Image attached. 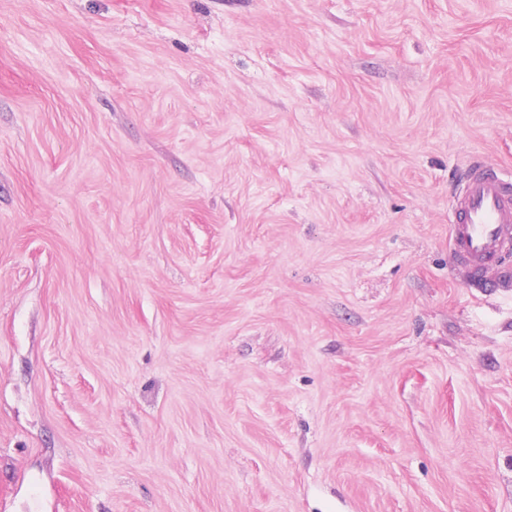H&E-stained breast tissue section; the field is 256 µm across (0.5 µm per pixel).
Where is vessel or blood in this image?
<instances>
[{"label": "vessel or blood", "instance_id": "1", "mask_svg": "<svg viewBox=\"0 0 512 512\" xmlns=\"http://www.w3.org/2000/svg\"><path fill=\"white\" fill-rule=\"evenodd\" d=\"M512 245V179L474 160L452 203L449 247L462 280L473 288L512 286L503 256Z\"/></svg>", "mask_w": 512, "mask_h": 512}]
</instances>
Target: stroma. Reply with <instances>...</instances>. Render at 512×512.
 Listing matches in <instances>:
<instances>
[{"label": "stroma", "mask_w": 512, "mask_h": 512, "mask_svg": "<svg viewBox=\"0 0 512 512\" xmlns=\"http://www.w3.org/2000/svg\"><path fill=\"white\" fill-rule=\"evenodd\" d=\"M512 0H0V512H512ZM512 241V179L471 164L452 203L449 247L462 280L473 288H511L503 263Z\"/></svg>", "instance_id": "stroma-1"}]
</instances>
